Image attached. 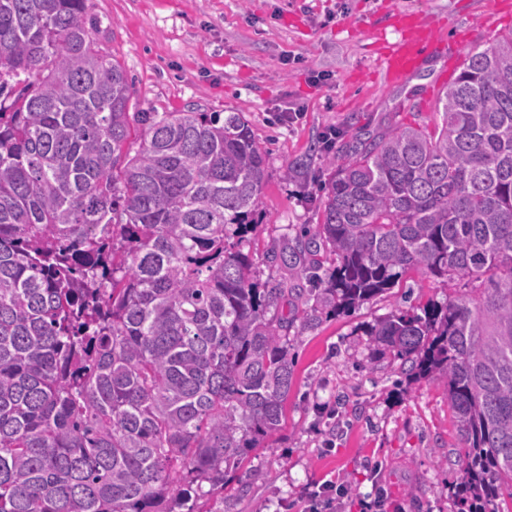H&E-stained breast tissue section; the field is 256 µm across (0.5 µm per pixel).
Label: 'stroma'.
Masks as SVG:
<instances>
[{"mask_svg":"<svg viewBox=\"0 0 512 512\" xmlns=\"http://www.w3.org/2000/svg\"><path fill=\"white\" fill-rule=\"evenodd\" d=\"M492 0H86V25L118 60L134 112H241L269 154L244 249L260 281L287 282L295 320L288 344L294 384L279 429L224 477L203 512H287L313 485L346 483L349 512L387 492L402 512H458L449 496L465 449L443 381L409 379L397 361L373 358L361 325L395 309L421 311L448 288L420 270L338 316L307 322L296 289L311 283L279 255L322 218L330 170L354 133L431 127L448 82V47L484 48L512 31V10ZM423 17L440 40L428 64L401 84L380 69L399 19ZM293 112L283 122V112Z\"/></svg>","mask_w":512,"mask_h":512,"instance_id":"1","label":"stroma"}]
</instances>
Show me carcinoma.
Returning a JSON list of instances; mask_svg holds the SVG:
<instances>
[{
  "mask_svg": "<svg viewBox=\"0 0 512 512\" xmlns=\"http://www.w3.org/2000/svg\"><path fill=\"white\" fill-rule=\"evenodd\" d=\"M85 0H0V512H197L188 478L276 432L293 384L284 283L243 239L267 152L240 112H129ZM138 149H133L134 141ZM309 263L315 314L421 269L459 291L361 328L436 377L466 448L459 512L512 500V32L466 54L435 130L357 133Z\"/></svg>",
  "mask_w": 512,
  "mask_h": 512,
  "instance_id": "obj_1",
  "label": "carcinoma"
}]
</instances>
